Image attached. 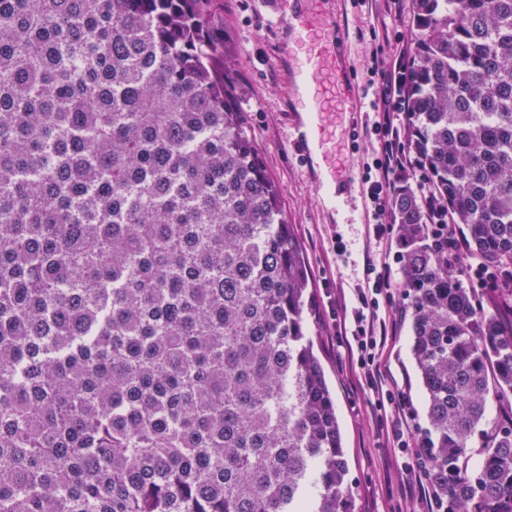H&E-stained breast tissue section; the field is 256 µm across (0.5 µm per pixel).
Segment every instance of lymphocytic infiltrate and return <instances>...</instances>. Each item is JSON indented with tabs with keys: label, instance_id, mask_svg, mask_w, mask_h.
<instances>
[{
	"label": "lymphocytic infiltrate",
	"instance_id": "f902f5d3",
	"mask_svg": "<svg viewBox=\"0 0 512 512\" xmlns=\"http://www.w3.org/2000/svg\"><path fill=\"white\" fill-rule=\"evenodd\" d=\"M408 65V52L402 48L391 58L375 60L370 70L381 84L380 99L371 105L379 117L365 125L362 133L376 141L378 151L371 163L365 164L361 181L372 217L368 237L379 245L389 244L392 238L394 194L415 166L408 147L409 127L399 119L408 105ZM421 202L429 214L427 237L447 247L449 260L463 262L477 304L499 296L512 282V269L493 266L468 254L463 239L454 233L447 209L438 205L429 186H422ZM395 294L387 265L366 258L357 288L351 295H338L327 306L334 328L331 342L342 349L348 361L350 387L370 393L368 403L382 435L381 452L402 460L396 479L407 512H441L443 504L426 478L427 463L419 451L417 429L411 424L414 414L409 399L386 364L387 324L402 314L395 304Z\"/></svg>",
	"mask_w": 512,
	"mask_h": 512
}]
</instances>
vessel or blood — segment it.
I'll return each instance as SVG.
<instances>
[{
  "instance_id": "b4317fda",
  "label": "vessel or blood",
  "mask_w": 512,
  "mask_h": 512,
  "mask_svg": "<svg viewBox=\"0 0 512 512\" xmlns=\"http://www.w3.org/2000/svg\"><path fill=\"white\" fill-rule=\"evenodd\" d=\"M322 2L295 0L296 10L279 17L276 31L293 87L290 144L323 190L326 210L344 224L355 210L336 201V182L346 177V164L336 156V123L360 111L361 103L355 67L344 52L349 36L343 17L324 12Z\"/></svg>"
}]
</instances>
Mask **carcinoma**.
<instances>
[{
    "instance_id": "obj_1",
    "label": "carcinoma",
    "mask_w": 512,
    "mask_h": 512,
    "mask_svg": "<svg viewBox=\"0 0 512 512\" xmlns=\"http://www.w3.org/2000/svg\"><path fill=\"white\" fill-rule=\"evenodd\" d=\"M412 23L419 174L512 265V0ZM392 219L429 480L506 512L512 297L476 306L409 181ZM307 288L212 0H0V512H353Z\"/></svg>"
}]
</instances>
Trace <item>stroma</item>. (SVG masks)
<instances>
[{"mask_svg":"<svg viewBox=\"0 0 512 512\" xmlns=\"http://www.w3.org/2000/svg\"><path fill=\"white\" fill-rule=\"evenodd\" d=\"M385 0H346L348 52L357 80L366 83L374 57H387L397 47L412 46V0L399 11L387 10ZM293 0H212L218 28L224 31V57L233 90L242 106L244 125L276 185L283 213L301 243L311 282L308 331L318 349L342 420L350 470L354 512H385L388 489L377 458L378 433L368 420L364 395L353 394L336 353L326 340L323 322L327 292L356 285L364 256L392 259L397 246L379 248L366 239L369 206L358 199L359 219L336 225L322 208L323 194L290 147L286 106L291 89L277 67L278 39L273 24L279 14L293 11ZM341 234L347 249L336 255L331 238ZM408 320L398 321L389 347L388 363L410 398L417 424H424L425 404L410 346Z\"/></svg>","mask_w":512,"mask_h":512,"instance_id":"35a3bbf8","label":"stroma"}]
</instances>
